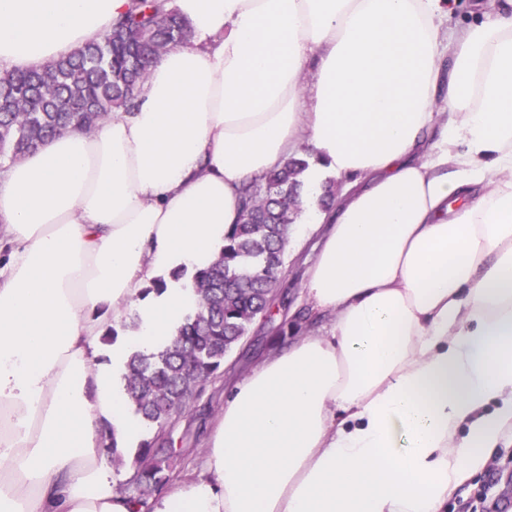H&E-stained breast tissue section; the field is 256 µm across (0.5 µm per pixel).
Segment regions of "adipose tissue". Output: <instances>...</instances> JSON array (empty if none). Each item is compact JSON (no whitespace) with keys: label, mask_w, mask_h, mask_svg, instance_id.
<instances>
[{"label":"adipose tissue","mask_w":512,"mask_h":512,"mask_svg":"<svg viewBox=\"0 0 512 512\" xmlns=\"http://www.w3.org/2000/svg\"><path fill=\"white\" fill-rule=\"evenodd\" d=\"M127 2L0 0V68L101 40ZM457 3L174 0L192 42L134 112L0 165V512H131L101 435L142 437L127 362L194 305L171 272L207 267L240 189L304 144L327 227L304 292L334 325L225 393L152 512H443L487 464L512 428V0L441 35Z\"/></svg>","instance_id":"ef3b65f1"}]
</instances>
